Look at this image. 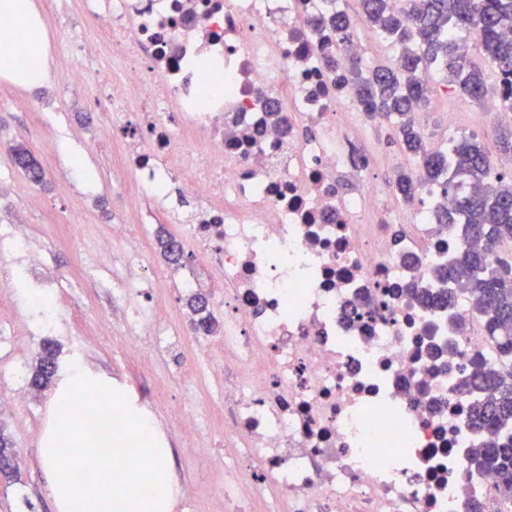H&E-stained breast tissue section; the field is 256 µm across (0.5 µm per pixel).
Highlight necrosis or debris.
<instances>
[{
	"instance_id": "1",
	"label": "necrosis or debris",
	"mask_w": 512,
	"mask_h": 512,
	"mask_svg": "<svg viewBox=\"0 0 512 512\" xmlns=\"http://www.w3.org/2000/svg\"><path fill=\"white\" fill-rule=\"evenodd\" d=\"M78 5L91 52L113 65L70 77L102 90L94 109L117 138L114 169L144 187L177 180L194 201L174 232L194 257L179 286L223 312L218 331H195L192 313L166 329L141 288L129 224L110 225L99 251L127 249L111 284L137 337L125 359L147 367L196 340L202 358L180 369L190 410L178 418L195 457L211 455L192 412L201 373L223 393L224 512H508L496 477L471 469L469 450L487 436L453 390L472 354L497 366L483 324L465 296L451 311L415 299L467 243L430 222L452 203L441 188L423 186L402 224L368 185L372 156L348 130L362 109L326 63L359 48L318 24L336 0ZM195 61L224 80L203 106ZM118 112L136 115L132 132L116 135ZM0 239L25 253L31 288L58 296L18 225L1 224Z\"/></svg>"
}]
</instances>
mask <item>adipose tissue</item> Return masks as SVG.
Instances as JSON below:
<instances>
[{
  "mask_svg": "<svg viewBox=\"0 0 512 512\" xmlns=\"http://www.w3.org/2000/svg\"><path fill=\"white\" fill-rule=\"evenodd\" d=\"M13 18L12 27L0 30V45L8 47L11 61L0 62V75L32 89L49 76L42 50L39 21L30 0H0V16Z\"/></svg>",
  "mask_w": 512,
  "mask_h": 512,
  "instance_id": "ef3b65f1",
  "label": "adipose tissue"
}]
</instances>
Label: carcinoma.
Returning <instances> with one entry per match:
<instances>
[{"label":"carcinoma","instance_id":"1","mask_svg":"<svg viewBox=\"0 0 512 512\" xmlns=\"http://www.w3.org/2000/svg\"><path fill=\"white\" fill-rule=\"evenodd\" d=\"M358 2L366 21L400 46L401 53L394 64L368 68L358 56H349L336 86L351 85L369 118L397 122L400 143L419 167V174L402 172L396 179L403 201L411 204L424 184L442 182L444 192L455 196V206L437 211V223L465 240L484 243L483 249H466L448 265L436 267V278L450 287L422 299L434 308L447 307L455 295L451 285L465 287L486 336L497 348L501 371L487 369L475 356L456 392L474 398L472 424L489 435L488 443L470 450L471 466L496 474L499 495L512 502V254L496 252L512 243V175L494 170L474 135L455 140L447 150H433L412 119L427 99L429 88L422 79L427 70L442 74L447 85L469 98L484 99L487 78L454 37L459 31L474 35L492 68L498 93L512 97V40L503 36L512 28V0H403L401 9L391 7L389 0ZM322 25L345 38L354 20L338 10L322 19ZM54 356L53 350L41 355L31 387L49 386Z\"/></svg>","mask_w":512,"mask_h":512}]
</instances>
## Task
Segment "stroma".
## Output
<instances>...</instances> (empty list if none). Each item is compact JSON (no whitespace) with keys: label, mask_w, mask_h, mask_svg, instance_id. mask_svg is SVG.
Wrapping results in <instances>:
<instances>
[{"label":"stroma","mask_w":512,"mask_h":512,"mask_svg":"<svg viewBox=\"0 0 512 512\" xmlns=\"http://www.w3.org/2000/svg\"><path fill=\"white\" fill-rule=\"evenodd\" d=\"M30 2L44 27L50 80L39 92L32 93L0 76V173H9L11 178L0 189L9 194L15 185L25 187L13 209L0 211V224L19 223L29 230L34 245L42 250L46 271L61 278L66 296L59 307L48 311L37 307L24 283L15 280L22 269L21 253L13 248L0 251V284L16 286L17 307L24 317L18 339L0 349V396L10 391L16 379H29L46 340L55 342L58 348L60 372L75 365L86 368L111 381L115 389L144 402L153 398L156 390H165V398L153 412L171 450L167 464L184 486L201 490L202 512H215L208 499L215 477L206 463L189 457L171 424L174 415L184 409L183 390L175 373L180 364L195 358L194 343L186 342L178 356H166L153 368L140 369L114 355L120 338L104 343L90 331L99 318L117 323L123 317L107 289L103 285L91 287L88 279L93 276L103 284L111 280V263L92 267V256L109 225L124 219L126 197L133 192L140 195L144 222L150 227L143 260L151 266L155 280L146 289L170 312L185 309L186 294L173 286L184 268L165 260L157 244L159 228L154 224L156 216L171 211L173 202L155 196L151 190H137L130 174L113 171V143L100 133L96 114L90 108L98 90L93 84H77L68 77L78 61L74 45L82 41L86 29V21L74 10L72 0ZM340 2L352 15L356 36L365 47L364 66L393 62L399 47L367 23L359 13L357 0ZM430 86L428 105L416 113L425 136L443 139L450 134L458 138L474 135L489 157H497L500 132L512 129V110L488 114L484 106L446 92L437 76ZM451 112L456 115L457 127L453 130L445 121ZM361 140L374 152L372 182L399 218L408 219L410 209L395 194L394 182L400 173L416 171L415 159L401 150L394 124L363 120ZM18 147L28 149L41 165L42 183L27 181L17 168L13 153ZM54 395L51 387L39 393L32 391L25 404L0 410V427L12 438L19 456L17 479L0 483V512H56L39 460Z\"/></svg>","instance_id":"stroma-1"}]
</instances>
